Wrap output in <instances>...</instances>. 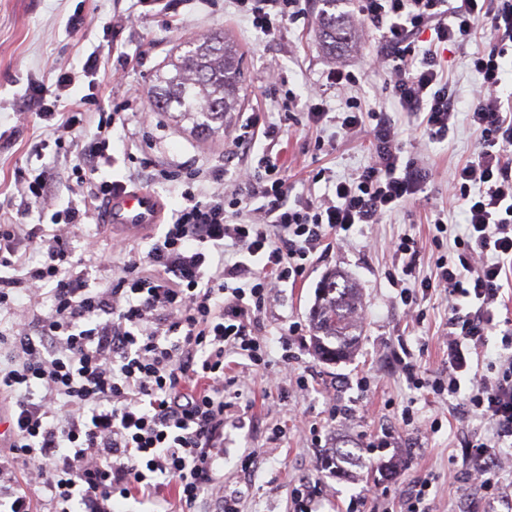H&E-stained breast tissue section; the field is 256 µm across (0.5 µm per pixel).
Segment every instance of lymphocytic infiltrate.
<instances>
[{
	"label": "lymphocytic infiltrate",
	"mask_w": 512,
	"mask_h": 512,
	"mask_svg": "<svg viewBox=\"0 0 512 512\" xmlns=\"http://www.w3.org/2000/svg\"><path fill=\"white\" fill-rule=\"evenodd\" d=\"M265 34L306 19V0H233ZM366 25L380 34L387 70L384 90L412 116L401 128L386 111L349 102L343 115L311 102L314 124L331 122L345 134L368 130L371 163L350 177L318 170L328 197L290 198L284 170L271 154L258 156L232 194L200 196L194 182L204 175L192 163L167 173L184 185L181 204L146 256L124 263L107 286L93 282L94 267L111 265L113 253H77L70 229L102 222L108 200L121 188L101 179L114 165L113 121L88 134V101L69 90L75 73L61 70L54 88L32 86L27 109L43 121L56 144L82 142L73 167L76 201L53 210L49 223L25 225L33 205L51 207L57 177L48 168L18 176L17 190L0 200V309H13L17 295L47 293L52 306L27 323L0 332L10 350L0 365V392L7 394V451L0 453V512H33V497L49 512H112L115 499L139 494L152 500L174 485L182 512H196L212 491L215 466L224 452V357L233 353L265 365L261 320L276 288L303 279L329 236L378 224L406 204H417L428 173L402 162L404 136L438 141L456 116L448 77L438 59L447 45L465 46L486 27L498 48L474 54L481 81L468 112L479 147L453 174L464 227L449 233L435 219L432 242L449 249L434 276L415 279L418 240L393 243L402 273L413 280L399 299L416 308L433 291L448 294V370L425 377L415 360L398 358L408 384L458 400L488 425L465 436L461 448L470 479L479 480L484 501H503L492 475L501 451L512 447V328L502 329L499 305L512 278V109L497 90L502 83L504 42H512V0H359ZM433 31L431 46L417 52L420 33ZM259 216H243L250 205ZM501 331L502 350L493 375L480 373L475 356L489 333ZM26 467L25 483L16 470Z\"/></svg>",
	"instance_id": "obj_1"
}]
</instances>
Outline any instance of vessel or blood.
Listing matches in <instances>:
<instances>
[{
  "instance_id": "b4317fda",
  "label": "vessel or blood",
  "mask_w": 512,
  "mask_h": 512,
  "mask_svg": "<svg viewBox=\"0 0 512 512\" xmlns=\"http://www.w3.org/2000/svg\"><path fill=\"white\" fill-rule=\"evenodd\" d=\"M161 219L159 197L148 189L121 190L114 194L104 222L117 233L135 234L149 230Z\"/></svg>"
}]
</instances>
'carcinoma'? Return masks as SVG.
I'll use <instances>...</instances> for the list:
<instances>
[{
	"mask_svg": "<svg viewBox=\"0 0 512 512\" xmlns=\"http://www.w3.org/2000/svg\"><path fill=\"white\" fill-rule=\"evenodd\" d=\"M321 2L319 38L334 53L352 38V30L344 16L336 12L338 0ZM166 66L168 71L160 76L153 107L168 113L177 125L190 124L189 131L200 138L222 133L228 116L240 106L241 61L237 45L222 34H208L185 42ZM357 299V288L347 277L332 273L321 283L313 322L315 347L323 359H341L354 347L351 314Z\"/></svg>",
	"mask_w": 512,
	"mask_h": 512,
	"instance_id": "1",
	"label": "carcinoma"
}]
</instances>
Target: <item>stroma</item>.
I'll use <instances>...</instances> for the list:
<instances>
[{
    "instance_id": "1",
    "label": "stroma",
    "mask_w": 512,
    "mask_h": 512,
    "mask_svg": "<svg viewBox=\"0 0 512 512\" xmlns=\"http://www.w3.org/2000/svg\"><path fill=\"white\" fill-rule=\"evenodd\" d=\"M319 0H310L306 23L291 24L273 35L254 29L237 14L230 0H173L163 16L141 7L138 0H0V199L10 194L21 171L48 166L61 179L57 201L66 207L72 167L80 156L76 145H49L43 157L32 156L31 141L43 138L45 130L35 114L22 108L30 83L53 86L60 69L79 66L96 55L99 71L95 81L81 79L72 88L74 96H91L98 117L121 111L125 121L115 126L113 140L128 144L131 158L103 168L102 178L127 179L170 169L189 161L215 170L195 188L201 194L217 186L235 187V173L245 163L232 139L242 114L254 115L260 125L277 124L279 139L258 138L251 155L264 152L277 156L285 168L290 195L322 196L324 183L310 177L325 168L345 176L370 160L367 132L344 136L334 125L313 126L306 113L280 110L285 93L306 100L320 93L332 112L346 109L348 98L364 108L385 109L400 125L410 118L386 98L382 85L386 71L377 57L378 35L358 25L357 36L347 48L330 55L315 38ZM81 18L71 27L72 18ZM221 30L238 44L243 58V93L239 112L228 120L224 135L203 140L176 126L166 113H156L157 124H146L152 112L151 91L158 72L177 46L200 35ZM495 46L489 34L473 38L466 49L449 48L442 53L448 85L457 101V116L446 139L436 142L405 139L402 160H421L428 172L422 205H407L379 224H366L352 232L344 243H331L315 255L306 277L279 291L264 318L261 334L271 344L269 363L248 365L244 357L228 356L225 373L240 392L235 416L224 423V457L217 462L216 476L224 492L237 496L240 512H289L290 491L299 482L314 484L317 512H345L351 498H360L359 512H378L388 500L400 512L401 495L417 476L431 473L430 491L435 512H488L477 485L459 489L448 481L449 471L463 467L458 440L465 431L483 424L477 417L462 416L454 400L433 396L427 389L407 385L391 366L394 351L408 349L426 374L434 375L448 364L446 321L448 301L434 292L423 315L407 311L397 299L394 277L401 271L393 257L392 243L398 235L416 236L420 245L419 276L433 271V222L437 214L449 223L463 218L453 201L451 174L476 152L478 138L466 120L479 76L468 57ZM336 67L353 72L355 83L336 87L328 73ZM154 112V111H153ZM347 274L360 291L355 319L359 338L345 360L328 363L313 347L311 310L319 285L330 272ZM302 329L292 337V356L283 360L279 337L292 323ZM289 335V334H288ZM305 376L307 389L295 383ZM370 380L368 389L357 388V377ZM348 409L347 418L329 421L331 405ZM412 409L415 421L402 426L404 409ZM323 425L329 447L353 442L364 452L357 466L336 473L319 463V451L311 445V423ZM439 430H432V423ZM279 437H272V430ZM395 432V447L382 449L376 441L383 432ZM261 451L251 474L240 470L249 449Z\"/></svg>"
}]
</instances>
